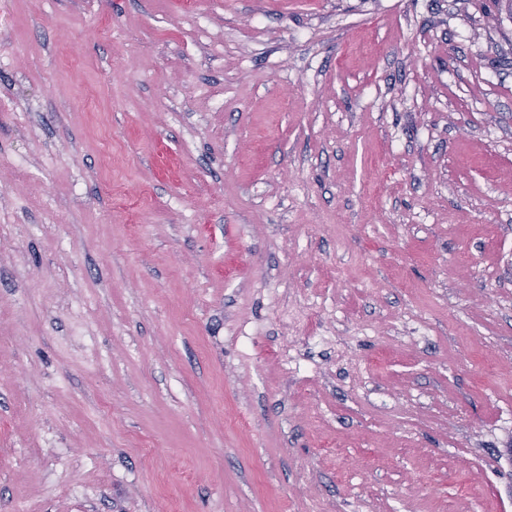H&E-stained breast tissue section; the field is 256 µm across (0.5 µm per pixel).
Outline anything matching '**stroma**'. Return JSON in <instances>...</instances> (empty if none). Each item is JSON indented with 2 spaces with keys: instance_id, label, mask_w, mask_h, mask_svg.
I'll return each mask as SVG.
<instances>
[{
  "instance_id": "stroma-1",
  "label": "stroma",
  "mask_w": 512,
  "mask_h": 512,
  "mask_svg": "<svg viewBox=\"0 0 512 512\" xmlns=\"http://www.w3.org/2000/svg\"><path fill=\"white\" fill-rule=\"evenodd\" d=\"M511 444L504 0H0V512H512Z\"/></svg>"
}]
</instances>
